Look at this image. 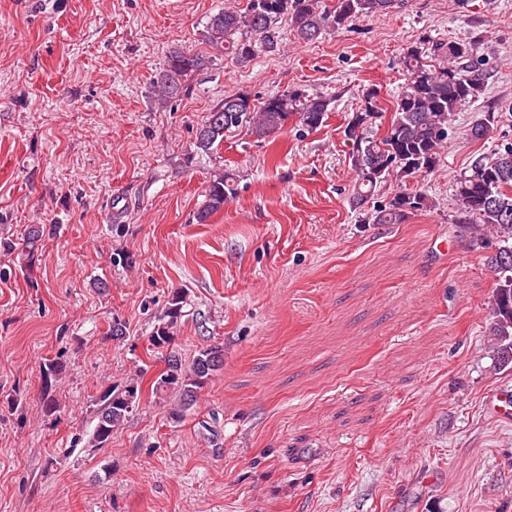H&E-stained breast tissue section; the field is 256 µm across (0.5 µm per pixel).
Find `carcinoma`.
I'll list each match as a JSON object with an SVG mask.
<instances>
[{
  "mask_svg": "<svg viewBox=\"0 0 512 512\" xmlns=\"http://www.w3.org/2000/svg\"><path fill=\"white\" fill-rule=\"evenodd\" d=\"M397 0H337L326 9L320 0H247L245 9L226 7L211 15L206 25V42L220 55L246 64L260 54L274 53L279 44L278 22L288 18L296 39L312 41L328 30H338L391 11ZM440 58L442 65L425 61L426 54ZM418 47L407 50L402 64L405 70L395 102L393 117L384 132H379L378 91L363 93L362 103L352 114L344 130L352 141L349 153L356 176L352 203L361 208L391 179L402 180L429 173L440 161L441 150L457 112L477 101L491 74L476 53V41L435 42L430 52ZM216 56L207 52L175 49L152 82L153 100L166 106L186 94L190 80L209 69ZM330 99L289 89L272 95L257 105L244 95H228L224 103L208 113L196 133L197 149L208 152L224 142L233 131L246 129L258 138L279 132L288 120L304 130L319 128L328 112ZM497 115L486 111L482 120L472 123L469 135L484 139ZM236 179L229 172L216 176L209 185L207 203L197 214L204 223L234 194ZM453 218L469 234L470 242L489 251L487 266L496 278L485 333L491 337L495 367H512V142L498 146L492 156L476 157L452 186ZM433 208V200L422 189H401L384 204H376L365 213L370 224H403L410 215ZM45 229L30 226L22 241L0 240V251L21 250L34 259ZM185 298L172 295L169 307L149 336L148 355L167 363L166 370L151 382L150 390L174 394L176 405L171 418L179 421L197 402L213 372L206 362L224 360L223 349L209 346L198 351L189 362L169 349L173 329L181 316ZM145 372L123 387H111L98 398L96 424L91 444L103 448L112 433L140 402Z\"/></svg>",
  "mask_w": 512,
  "mask_h": 512,
  "instance_id": "1",
  "label": "carcinoma"
}]
</instances>
